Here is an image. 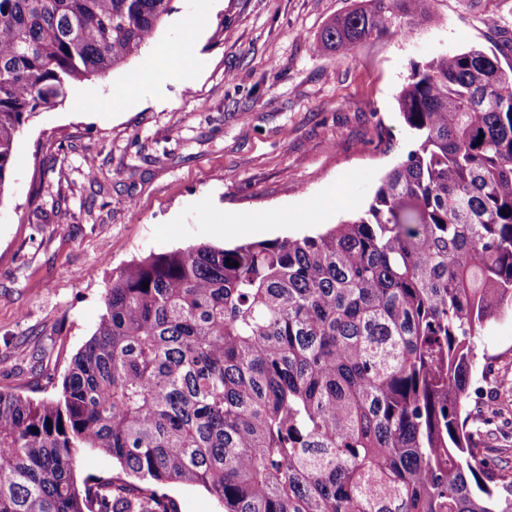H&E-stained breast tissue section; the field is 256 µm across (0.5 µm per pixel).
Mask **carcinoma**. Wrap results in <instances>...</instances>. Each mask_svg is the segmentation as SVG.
I'll return each mask as SVG.
<instances>
[{
  "mask_svg": "<svg viewBox=\"0 0 512 512\" xmlns=\"http://www.w3.org/2000/svg\"><path fill=\"white\" fill-rule=\"evenodd\" d=\"M172 2L0 0V202L26 121L140 55ZM428 2L364 0L321 46L348 59ZM511 55L412 67L414 148L355 219L113 275L61 397L0 390V512H175L172 483L223 512H512L468 411L473 338L512 316ZM98 454L144 486L78 485Z\"/></svg>",
  "mask_w": 512,
  "mask_h": 512,
  "instance_id": "carcinoma-1",
  "label": "carcinoma"
}]
</instances>
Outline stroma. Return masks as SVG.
Wrapping results in <instances>:
<instances>
[{"label": "stroma", "instance_id": "1", "mask_svg": "<svg viewBox=\"0 0 512 512\" xmlns=\"http://www.w3.org/2000/svg\"><path fill=\"white\" fill-rule=\"evenodd\" d=\"M359 2L173 0L151 46L199 25L189 76L144 81L138 56L26 123L0 195V389L58 396L113 273L135 261L356 217L413 147L398 105L412 65L512 33V0H431L411 34L347 61L320 51L327 21ZM476 342L470 422L490 465L511 468L512 318Z\"/></svg>", "mask_w": 512, "mask_h": 512}]
</instances>
